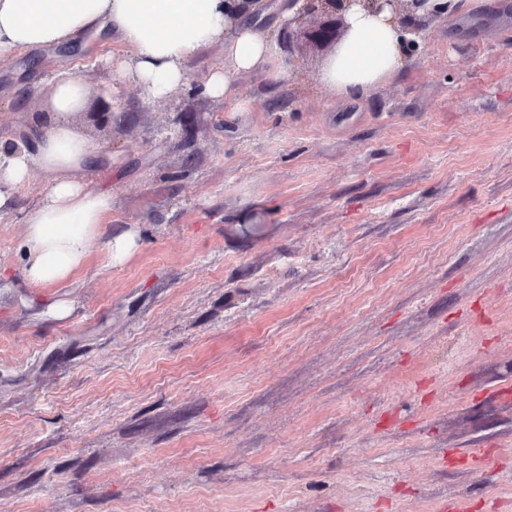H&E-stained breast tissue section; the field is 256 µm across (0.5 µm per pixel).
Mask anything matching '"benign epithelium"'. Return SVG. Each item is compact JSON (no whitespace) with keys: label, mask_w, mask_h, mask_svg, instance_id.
Listing matches in <instances>:
<instances>
[{"label":"benign epithelium","mask_w":512,"mask_h":512,"mask_svg":"<svg viewBox=\"0 0 512 512\" xmlns=\"http://www.w3.org/2000/svg\"><path fill=\"white\" fill-rule=\"evenodd\" d=\"M296 6L293 15L279 38V44L288 57H293L297 42L303 41L318 51H334L348 31L347 14L355 6H364L373 12L389 11L400 21L409 42L416 43L425 22L448 7L436 0H290Z\"/></svg>","instance_id":"1"}]
</instances>
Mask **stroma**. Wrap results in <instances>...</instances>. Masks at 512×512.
Returning <instances> with one entry per match:
<instances>
[{
  "label": "stroma",
  "instance_id": "1",
  "mask_svg": "<svg viewBox=\"0 0 512 512\" xmlns=\"http://www.w3.org/2000/svg\"><path fill=\"white\" fill-rule=\"evenodd\" d=\"M119 49L0 63L4 141L82 80V177L140 233L32 289L47 176L0 210V512H512V0H453L357 100L305 50L209 97L219 46L153 100ZM137 231L129 228L112 235H107L104 240V249L110 265L121 264L133 254L137 248Z\"/></svg>",
  "mask_w": 512,
  "mask_h": 512
}]
</instances>
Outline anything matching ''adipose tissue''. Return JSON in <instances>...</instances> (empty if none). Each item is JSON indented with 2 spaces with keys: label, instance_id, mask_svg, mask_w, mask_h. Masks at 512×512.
<instances>
[{
  "label": "adipose tissue",
  "instance_id": "adipose-tissue-1",
  "mask_svg": "<svg viewBox=\"0 0 512 512\" xmlns=\"http://www.w3.org/2000/svg\"><path fill=\"white\" fill-rule=\"evenodd\" d=\"M290 12L288 0H0V61L104 35L128 49L116 61L118 76L136 82L149 98L162 99L186 83L198 55L220 45L224 65L209 73L201 91L225 99L239 75L261 71L284 78L271 52L273 29L263 20ZM348 22L323 80L349 99L394 79L411 59L389 14L358 10ZM84 95L77 78L59 77L52 121L24 130L26 149L0 156V208L10 203V189L22 185L32 168L50 179L45 199L26 218L21 274L32 287L70 281L95 239H103L114 265L137 247L136 229L106 231L110 190L80 178L85 170L112 166L111 154L92 146L68 120Z\"/></svg>",
  "mask_w": 512,
  "mask_h": 512
}]
</instances>
